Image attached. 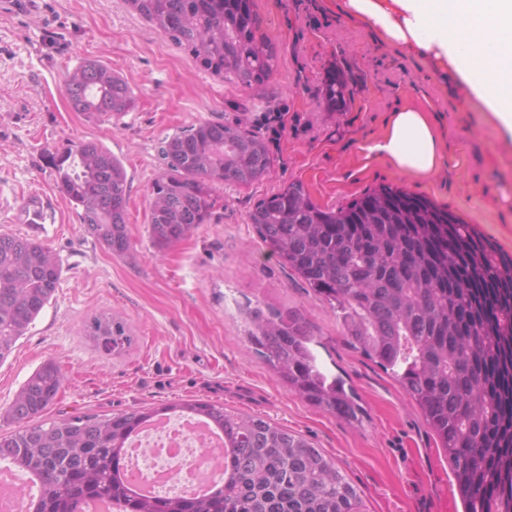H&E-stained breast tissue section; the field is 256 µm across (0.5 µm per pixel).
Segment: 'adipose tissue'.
<instances>
[{
  "label": "adipose tissue",
  "mask_w": 512,
  "mask_h": 512,
  "mask_svg": "<svg viewBox=\"0 0 512 512\" xmlns=\"http://www.w3.org/2000/svg\"><path fill=\"white\" fill-rule=\"evenodd\" d=\"M386 38L460 80L463 106L479 102L512 140V0H347ZM375 151L399 174L430 176L442 161L436 118L406 105L386 119Z\"/></svg>",
  "instance_id": "obj_1"
}]
</instances>
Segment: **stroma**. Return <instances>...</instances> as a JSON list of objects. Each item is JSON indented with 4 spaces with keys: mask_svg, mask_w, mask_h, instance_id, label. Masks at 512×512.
<instances>
[{
    "mask_svg": "<svg viewBox=\"0 0 512 512\" xmlns=\"http://www.w3.org/2000/svg\"><path fill=\"white\" fill-rule=\"evenodd\" d=\"M344 0H254L277 64L262 97L204 71L186 49L130 12L124 0H12L0 15V233L52 248L63 271L54 296L0 361V429L16 393L48 362L66 376L45 418L110 414L202 400L270 419L299 433L342 468L361 512H463L455 480L420 409L390 373L345 340L334 312L288 271L248 220L261 199L302 182L323 206L347 204L393 184L458 215L512 258V144L491 113L460 111L453 83L430 59L390 43L348 14ZM93 57L129 82L121 118L72 111L67 75ZM347 66L355 93L347 111H327L318 88L330 63ZM436 113L444 160L438 175L397 174L368 148L397 105ZM237 123L270 149L268 174L250 185L217 184L208 223L157 250L149 234L151 185L162 141L192 124ZM80 139L119 158L127 172L131 249L112 254L86 232L59 195L50 155ZM53 196L48 224H21L30 192ZM302 310L328 345L322 359L366 410L362 425L289 392L247 340L250 311ZM105 312L132 326L121 354L85 336Z\"/></svg>",
    "mask_w": 512,
    "mask_h": 512,
    "instance_id": "obj_1",
    "label": "stroma"
}]
</instances>
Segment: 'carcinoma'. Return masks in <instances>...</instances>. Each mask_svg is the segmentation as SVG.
I'll use <instances>...</instances> for the list:
<instances>
[{"label": "carcinoma", "mask_w": 512, "mask_h": 512, "mask_svg": "<svg viewBox=\"0 0 512 512\" xmlns=\"http://www.w3.org/2000/svg\"><path fill=\"white\" fill-rule=\"evenodd\" d=\"M129 8L192 52L210 73L269 94L276 50L261 33L252 0H126ZM70 108L118 118L132 105L128 81L84 58L64 84ZM330 112L353 95L331 63L320 88ZM152 185L150 238L160 251L209 221L217 183L251 184L272 159L259 136L237 124L198 122L162 141ZM58 191L114 254L127 253V175L93 140L71 142L52 159ZM249 223L277 260L335 312L346 341L391 372L440 442L464 512H512V259L497 256L455 213L381 184L340 207L314 202L300 182L260 200ZM62 265L40 241L0 233V361L52 299ZM248 341L305 402L351 424L364 410L322 363L327 344L299 309L256 310ZM98 348L131 343L126 324L97 316ZM64 382L48 362L17 392L0 430V462L39 487L33 512H83L91 498L118 512H360L345 474L304 437L261 416L203 401L43 420ZM193 416L224 437V476L198 497H149L120 476L123 450L146 423Z\"/></svg>", "instance_id": "1"}]
</instances>
